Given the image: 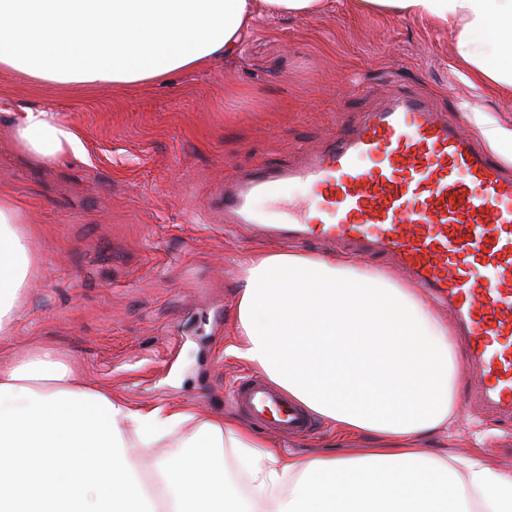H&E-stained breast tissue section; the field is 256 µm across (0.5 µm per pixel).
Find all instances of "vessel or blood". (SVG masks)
Here are the masks:
<instances>
[{
  "instance_id": "vessel-or-blood-1",
  "label": "vessel or blood",
  "mask_w": 512,
  "mask_h": 512,
  "mask_svg": "<svg viewBox=\"0 0 512 512\" xmlns=\"http://www.w3.org/2000/svg\"><path fill=\"white\" fill-rule=\"evenodd\" d=\"M289 182L312 195L272 234L373 246L389 256L447 303L486 401L512 411V173L446 113L400 94L324 155L278 173L260 167L248 182L225 187V217L258 223L251 196L278 195ZM230 397L259 425L286 433L310 426L260 379L241 381Z\"/></svg>"
}]
</instances>
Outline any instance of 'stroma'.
<instances>
[{
    "label": "stroma",
    "mask_w": 512,
    "mask_h": 512,
    "mask_svg": "<svg viewBox=\"0 0 512 512\" xmlns=\"http://www.w3.org/2000/svg\"><path fill=\"white\" fill-rule=\"evenodd\" d=\"M398 92L427 98L476 140L483 128L505 129L490 153L512 157V92L460 68L450 30L351 0L261 22L236 58L160 83L83 88L1 69L0 193L24 216L36 268L0 360L33 342L133 403L238 415L229 393L250 369L224 355L238 261L257 244H278L225 223L224 185L324 153ZM29 108L76 127L84 155H27L10 122ZM460 400L449 449L512 471V417L485 406L471 372ZM329 432L317 419L302 435H265L299 454L312 443L339 455L361 446L357 437L332 444Z\"/></svg>",
    "instance_id": "obj_1"
}]
</instances>
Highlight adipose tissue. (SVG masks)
I'll list each match as a JSON object with an SVG mask.
<instances>
[{"label": "adipose tissue", "mask_w": 512, "mask_h": 512, "mask_svg": "<svg viewBox=\"0 0 512 512\" xmlns=\"http://www.w3.org/2000/svg\"><path fill=\"white\" fill-rule=\"evenodd\" d=\"M428 19L457 62L512 89V0H357ZM328 0H0V68L26 80L117 87L234 58L259 18ZM31 157L80 155L55 112L20 114ZM35 265L0 198V341L12 340ZM224 354L264 374L348 456L290 455L196 404L139 405L51 349L0 362V512H512V473L427 448L458 417L466 379L453 329L418 288L347 255L258 246L244 259Z\"/></svg>", "instance_id": "ef3b65f1"}]
</instances>
